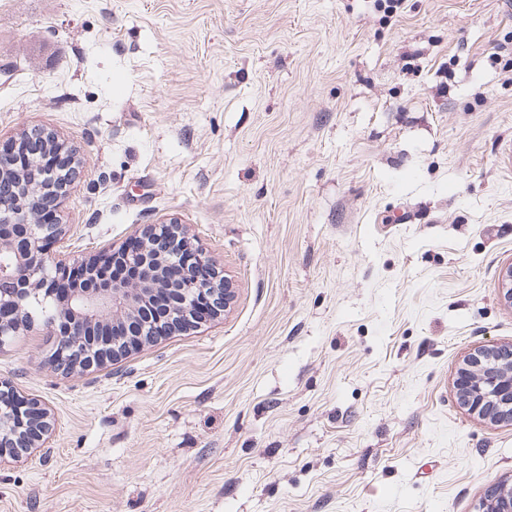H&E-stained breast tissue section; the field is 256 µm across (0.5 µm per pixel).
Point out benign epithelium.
<instances>
[{"label": "benign epithelium", "instance_id": "obj_1", "mask_svg": "<svg viewBox=\"0 0 512 512\" xmlns=\"http://www.w3.org/2000/svg\"><path fill=\"white\" fill-rule=\"evenodd\" d=\"M60 155L61 162L74 167L76 154L59 136L45 129L21 133L19 148L0 151V347L19 332L31 328L46 307L50 316L44 326L58 333L52 363L66 374L83 372L115 363L131 351L155 342V312L148 309L150 297L162 294L168 302V326L176 330L202 304L222 309L235 298L233 283L202 281L184 273L174 283L164 272L183 263L187 252L199 269L215 266L193 249L185 227L176 220L151 224L135 237L138 246L117 250L122 261L138 272L132 282L111 280L95 288H60L61 272L70 267L63 255H54L53 242L70 232L57 219L58 202L70 193L72 175L39 171L35 149L25 141ZM500 297L512 308V263L499 274ZM455 389L466 409L492 424L512 425V344L481 346L469 353L458 372ZM52 431L50 412L35 399L18 393L10 382L0 379V459H19L43 445ZM480 512H512V487L487 486Z\"/></svg>", "mask_w": 512, "mask_h": 512}]
</instances>
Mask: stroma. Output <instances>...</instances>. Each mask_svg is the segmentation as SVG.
Listing matches in <instances>:
<instances>
[{
	"label": "stroma",
	"mask_w": 512,
	"mask_h": 512,
	"mask_svg": "<svg viewBox=\"0 0 512 512\" xmlns=\"http://www.w3.org/2000/svg\"><path fill=\"white\" fill-rule=\"evenodd\" d=\"M0 0V147L80 160L54 251L174 218L231 279L206 324L64 375L0 512H478L512 425L456 372L512 343V0Z\"/></svg>",
	"instance_id": "35a3bbf8"
}]
</instances>
